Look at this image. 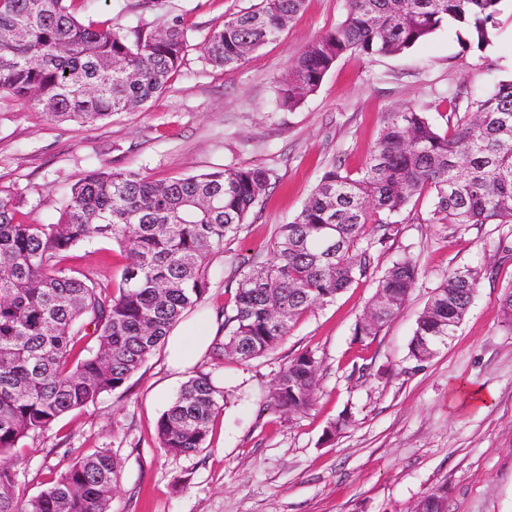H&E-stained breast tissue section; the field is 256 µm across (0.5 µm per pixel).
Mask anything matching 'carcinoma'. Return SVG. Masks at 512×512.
I'll return each instance as SVG.
<instances>
[{"label": "carcinoma", "instance_id": "cac0c4a2", "mask_svg": "<svg viewBox=\"0 0 512 512\" xmlns=\"http://www.w3.org/2000/svg\"><path fill=\"white\" fill-rule=\"evenodd\" d=\"M78 0H0V93L49 122L93 125L141 108L179 71L187 32L179 24L133 31L85 24ZM502 0H347L345 19L308 45L278 87L293 107L321 85L347 54L403 53L445 22L472 26L477 45L495 28ZM305 0L261 6L214 27L209 62L233 69L276 39ZM448 94V132L421 109L388 114L363 170L334 162L293 221L277 231L272 256L243 274L216 359L249 361L274 351L305 312L334 301L368 274L366 232L384 241L393 217L422 194L433 196L431 224H512V79L467 98ZM270 186L269 171L234 166L156 181L132 171L91 170L68 187L55 224H28L12 197H0V512H110L118 463L107 450L74 459L30 498L15 492L20 444L63 415L114 392L160 348L209 285L212 257L234 240ZM95 236L125 254L117 283L64 264ZM421 274L413 257L396 260L377 281L354 328L375 336L406 303ZM483 274L458 269L437 287L416 320L408 356H434L469 313ZM96 347L81 358L86 337ZM318 382L314 355L302 352L276 378L268 406L281 413L310 408ZM224 388L209 373L191 376L157 423L159 446L172 454L204 447Z\"/></svg>", "mask_w": 512, "mask_h": 512}]
</instances>
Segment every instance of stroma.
Wrapping results in <instances>:
<instances>
[{
	"instance_id": "35a3bbf8",
	"label": "stroma",
	"mask_w": 512,
	"mask_h": 512,
	"mask_svg": "<svg viewBox=\"0 0 512 512\" xmlns=\"http://www.w3.org/2000/svg\"><path fill=\"white\" fill-rule=\"evenodd\" d=\"M259 2L88 0L83 18L124 32L184 24L188 51L170 87L137 111L83 127L46 122L0 97V195H11L29 224L57 223L69 184L94 169L155 180L240 165L269 170V192L212 259L204 300L175 326L181 332L207 322L214 342L224 338L240 275L269 259L278 226L301 211L332 160L360 172L387 113L420 106L443 131L448 90L462 84L476 96L512 77V0H503L485 45L473 27L451 22L398 55H347L289 110L278 104L279 81L308 44L342 22L347 0H306L278 38L239 67L212 65L210 31ZM430 209V195H422L388 241L365 237L374 257L369 274L303 314L275 351L218 364L207 350L181 370L159 348L121 389L66 414L22 448L18 493L36 495L49 473L106 449L119 464L111 512H412L440 485L446 512H512V329L499 305L512 287V252L497 248L512 243V224H431ZM406 253L422 267L416 288L377 336L356 342L354 327L378 278ZM124 263L107 238L79 245L68 261L104 282L119 279ZM462 267L483 274L469 313L447 345L415 365L408 344L416 319ZM306 350L319 366L312 406L290 415L268 409L275 379ZM199 371L213 373L227 402L202 450L168 453L157 421ZM472 391L485 402L471 404ZM343 416L348 425L328 437Z\"/></svg>"
}]
</instances>
